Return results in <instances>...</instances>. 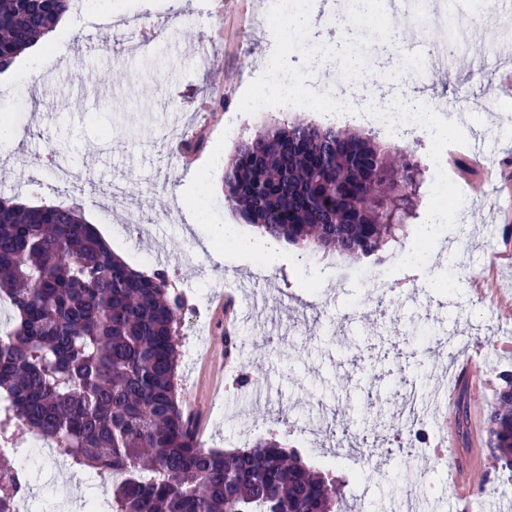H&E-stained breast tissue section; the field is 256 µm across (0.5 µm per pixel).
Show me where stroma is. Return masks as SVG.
Masks as SVG:
<instances>
[{
	"label": "stroma",
	"mask_w": 512,
	"mask_h": 512,
	"mask_svg": "<svg viewBox=\"0 0 512 512\" xmlns=\"http://www.w3.org/2000/svg\"><path fill=\"white\" fill-rule=\"evenodd\" d=\"M177 11L173 0H106L100 15L76 17L66 38L49 44L35 62L16 64L0 89V117L22 134L0 147V190L15 203L32 207L58 202L57 194L30 176L39 157L53 155L73 172L93 173L71 204L106 236L114 252L136 270L164 271L170 290L184 307L176 324L185 338L196 313L198 294L215 297L234 284L239 302L265 294L263 309L240 322L235 341L242 353L237 377L221 378L213 363L224 350V330L207 310L209 331L202 353L180 357L177 398L197 409L205 447L233 452L234 435L245 425L286 439L314 468L345 479L350 512H402L404 489L414 473H427L431 486L421 512H456L452 467L476 447L481 458L479 485L470 491L472 512H499L512 503V472L498 470L482 444L485 412L494 402L499 376L512 371V133L491 127L490 118L512 119V92H499L512 57L483 51L512 21V0H496L487 22L472 39L465 63L449 78L429 64V79L401 66L414 40L411 30L376 45L388 58L393 90L414 89L437 113L466 109L467 143L456 146L457 162L443 169L463 193L466 218L452 228L461 239L441 249L444 263L425 271L391 272L411 246V237L386 246L381 261L336 260L335 256L269 241V266H261L252 246L260 240L224 201V167L237 145L225 138L226 115L216 97L215 75L199 68L197 38L210 37L224 83L243 96L253 71L265 70L274 38L260 27L249 36L250 50L225 42L224 0H192ZM161 22L151 57L130 54L115 24L136 14ZM139 71L131 79L130 71ZM177 104L167 112L164 102ZM183 126L197 142L187 154H170L158 132ZM125 183L121 207L105 212L103 197L112 179ZM224 236L221 259L202 250L203 239ZM490 275L495 288L478 292L474 281ZM414 285L413 300L395 297L376 314L375 290ZM476 359L478 377L459 396L466 422L446 437L444 457L401 454L391 428L403 383L418 387L448 384L451 368ZM308 424L310 436L297 432ZM30 512H64L90 493L110 495L111 482L94 487L89 469L61 466L50 458L32 461Z\"/></svg>",
	"instance_id": "obj_1"
}]
</instances>
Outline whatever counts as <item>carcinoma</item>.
<instances>
[{"instance_id": "1", "label": "carcinoma", "mask_w": 512, "mask_h": 512, "mask_svg": "<svg viewBox=\"0 0 512 512\" xmlns=\"http://www.w3.org/2000/svg\"><path fill=\"white\" fill-rule=\"evenodd\" d=\"M71 0H0V70L55 27ZM419 170L410 154L337 126L287 120L244 139L224 197L272 239L361 260L404 237ZM0 440L15 428L73 464L112 474L110 512H340L341 481L274 437L205 448L176 395L181 309L164 274L119 259L63 204L0 199ZM487 447L512 471V373L487 411Z\"/></svg>"}]
</instances>
